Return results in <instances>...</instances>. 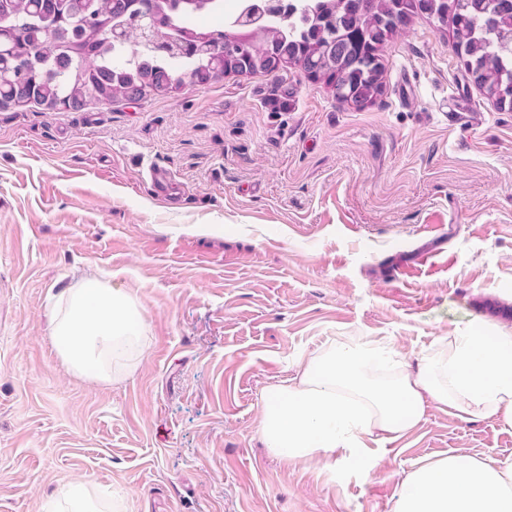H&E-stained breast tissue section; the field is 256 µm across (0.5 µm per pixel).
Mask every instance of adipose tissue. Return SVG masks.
Returning <instances> with one entry per match:
<instances>
[{
	"instance_id": "ef3b65f1",
	"label": "adipose tissue",
	"mask_w": 512,
	"mask_h": 512,
	"mask_svg": "<svg viewBox=\"0 0 512 512\" xmlns=\"http://www.w3.org/2000/svg\"><path fill=\"white\" fill-rule=\"evenodd\" d=\"M51 335L67 366L93 381L110 379L112 361L140 355L145 339L134 300L97 278L62 294ZM271 396L260 426L270 452L331 468L381 461L429 403L462 420L512 428V327L454 328L414 366L381 339L338 342L302 360ZM45 512H122V503L75 480ZM393 512H512V461L451 455L424 462L401 479Z\"/></svg>"
}]
</instances>
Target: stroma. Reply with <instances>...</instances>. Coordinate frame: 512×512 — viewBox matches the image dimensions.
I'll use <instances>...</instances> for the list:
<instances>
[{"mask_svg": "<svg viewBox=\"0 0 512 512\" xmlns=\"http://www.w3.org/2000/svg\"><path fill=\"white\" fill-rule=\"evenodd\" d=\"M383 57L360 106L291 67L282 112L260 73L0 109V512H44L73 479L125 512H392L422 460H512V428L434 405L367 477L284 462L261 437L268 393L336 338L414 364L455 327L512 321V110L427 15ZM158 168L179 195L153 192ZM88 278L135 299L146 336L107 382L74 375L50 336Z\"/></svg>", "mask_w": 512, "mask_h": 512, "instance_id": "obj_1", "label": "stroma"}]
</instances>
